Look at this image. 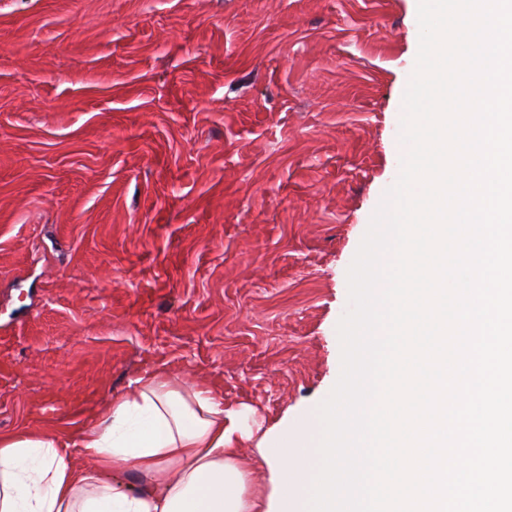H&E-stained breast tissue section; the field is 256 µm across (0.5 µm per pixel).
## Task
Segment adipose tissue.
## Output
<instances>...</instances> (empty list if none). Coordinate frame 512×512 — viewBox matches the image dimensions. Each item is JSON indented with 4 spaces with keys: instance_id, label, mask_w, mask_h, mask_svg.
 <instances>
[{
    "instance_id": "adipose-tissue-1",
    "label": "adipose tissue",
    "mask_w": 512,
    "mask_h": 512,
    "mask_svg": "<svg viewBox=\"0 0 512 512\" xmlns=\"http://www.w3.org/2000/svg\"><path fill=\"white\" fill-rule=\"evenodd\" d=\"M242 419L220 384L156 362L70 427L0 433V512H303L315 413L268 429L253 456Z\"/></svg>"
}]
</instances>
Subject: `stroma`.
<instances>
[{
	"label": "stroma",
	"mask_w": 512,
	"mask_h": 512,
	"mask_svg": "<svg viewBox=\"0 0 512 512\" xmlns=\"http://www.w3.org/2000/svg\"><path fill=\"white\" fill-rule=\"evenodd\" d=\"M418 0H0V432L163 359L271 425L341 368Z\"/></svg>",
	"instance_id": "obj_1"
}]
</instances>
